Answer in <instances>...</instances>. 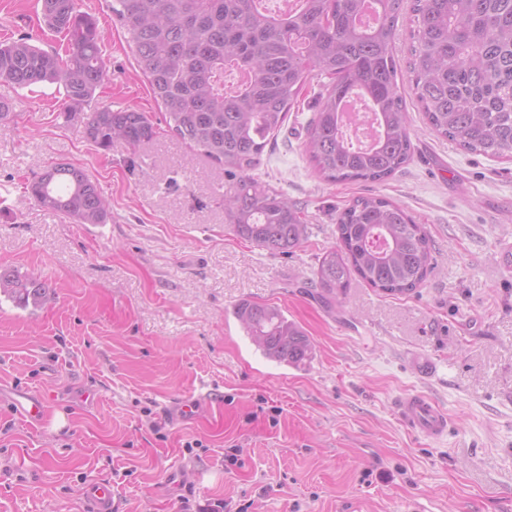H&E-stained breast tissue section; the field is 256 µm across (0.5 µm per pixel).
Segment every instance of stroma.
<instances>
[{
  "label": "stroma",
  "instance_id": "1",
  "mask_svg": "<svg viewBox=\"0 0 512 512\" xmlns=\"http://www.w3.org/2000/svg\"><path fill=\"white\" fill-rule=\"evenodd\" d=\"M108 34L93 107L148 112L139 147H96L65 121L55 86L0 84V271L37 277L46 296H0V512H87L85 490L112 485V512H512V160L463 151L409 107L415 150L382 183H329L304 151L319 98L311 78L253 177L310 226L283 255L238 237L230 179L167 131L108 0H79ZM37 0H0V39L65 52ZM84 169L110 202L84 226L39 207L27 183L54 163ZM402 205L425 226L434 270L408 295L353 281L336 308L309 283L336 242V215L359 196ZM279 307L314 344L294 368L266 358L233 309ZM45 397L54 429L25 422L14 391ZM422 392L452 426L408 431L393 399ZM192 413H184V406ZM201 447L187 449L192 440Z\"/></svg>",
  "mask_w": 512,
  "mask_h": 512
}]
</instances>
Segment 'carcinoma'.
<instances>
[{
    "mask_svg": "<svg viewBox=\"0 0 512 512\" xmlns=\"http://www.w3.org/2000/svg\"><path fill=\"white\" fill-rule=\"evenodd\" d=\"M410 4L414 29L410 90L426 124L464 151L512 158V0H296L284 13L264 0H109L134 49L170 132L227 171L239 173L225 192L236 234L288 254L309 234L302 212L247 174L288 117L308 79L326 77L306 125L305 152L330 183L384 182L412 158L405 94L395 57V31ZM45 26L65 35V55L22 36L0 41V83L15 88L56 84L67 121L106 149L135 148L156 134L134 107L84 109L107 77L104 37L78 0H40ZM374 116L368 146L345 137L348 100ZM27 193L74 224H105L108 199L85 170L57 163L32 179ZM434 269L425 227L380 196L354 198L337 216L336 244L318 259L311 285L333 307L359 279L387 295L421 287ZM46 287L32 275L0 272V296L38 307ZM234 315L269 359L298 367L313 346L272 305L242 301Z\"/></svg>",
    "mask_w": 512,
    "mask_h": 512,
    "instance_id": "cac0c4a2",
    "label": "carcinoma"
}]
</instances>
